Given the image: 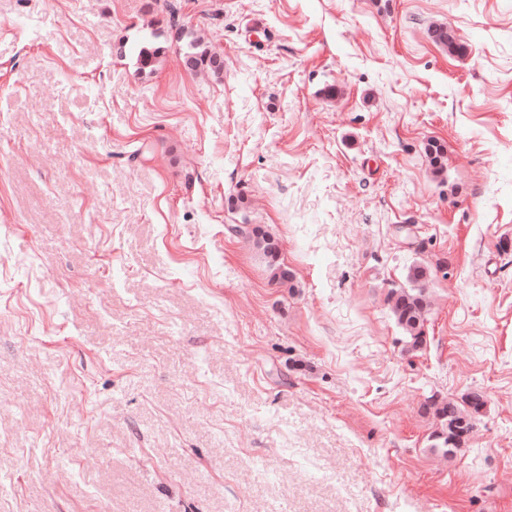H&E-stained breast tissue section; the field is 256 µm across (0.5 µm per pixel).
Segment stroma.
<instances>
[{
	"label": "stroma",
	"mask_w": 512,
	"mask_h": 512,
	"mask_svg": "<svg viewBox=\"0 0 512 512\" xmlns=\"http://www.w3.org/2000/svg\"><path fill=\"white\" fill-rule=\"evenodd\" d=\"M1 482L0 512H512V0H0ZM183 62L190 70L200 67H208L210 69L219 70L216 65V58L206 49L200 50V44L195 40H189L183 52ZM409 294L410 296H417L416 294H413L411 291H406L404 289H397L391 292V311L400 327L406 334V337L408 339V342L411 345V348L416 349L418 348L417 344L420 340H422V337L425 335V330L420 326L419 328L410 327L409 323H404L402 319L403 312H400L401 308V300L400 297L404 294ZM443 410L446 414V418L441 422V430L445 436L440 437L436 435V432L433 434L432 439L434 443L432 444L433 448H439L443 450L448 455H454L460 448V443L451 442V439L454 438L455 433L453 430V424L458 421L460 418L466 421L465 427L469 429H473V420L474 414L478 413L477 409L468 410L464 406H460L459 404L448 401L443 404ZM449 410V414H448ZM447 422V424H446Z\"/></svg>",
	"instance_id": "stroma-1"
}]
</instances>
